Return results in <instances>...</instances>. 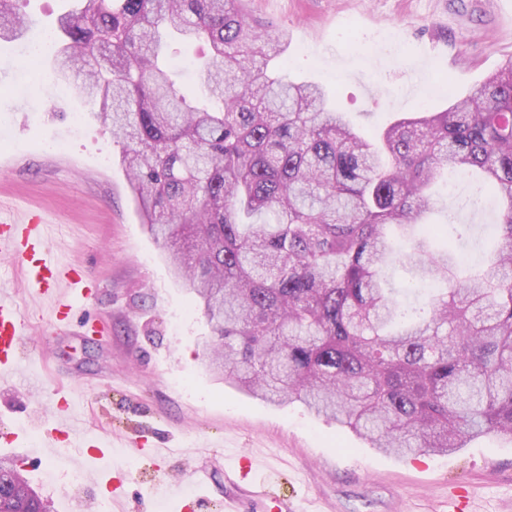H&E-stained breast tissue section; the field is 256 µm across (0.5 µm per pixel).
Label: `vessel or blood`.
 <instances>
[{
  "label": "vessel or blood",
  "instance_id": "b4317fda",
  "mask_svg": "<svg viewBox=\"0 0 512 512\" xmlns=\"http://www.w3.org/2000/svg\"><path fill=\"white\" fill-rule=\"evenodd\" d=\"M48 222L44 215L26 213L23 216L0 215V257L9 260L21 275L30 295L46 302L58 331L70 328L74 304L71 293L84 290L81 270L60 262L49 253ZM25 320L14 295L0 290V381L12 379L21 369L24 358ZM56 424L48 438V447H58L62 440L72 438L76 429L72 422L71 406L59 401L55 406Z\"/></svg>",
  "mask_w": 512,
  "mask_h": 512
}]
</instances>
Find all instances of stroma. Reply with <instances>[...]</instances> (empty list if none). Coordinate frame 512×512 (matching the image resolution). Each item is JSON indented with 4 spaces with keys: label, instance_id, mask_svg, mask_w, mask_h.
<instances>
[{
    "label": "stroma",
    "instance_id": "stroma-1",
    "mask_svg": "<svg viewBox=\"0 0 512 512\" xmlns=\"http://www.w3.org/2000/svg\"><path fill=\"white\" fill-rule=\"evenodd\" d=\"M247 14L281 34L275 67L294 81L321 84L332 105L365 128L439 112L512 60V0H243ZM64 0H23L30 25L0 41V200L50 220L48 249L87 270L94 294L76 304L75 328L45 330L48 312L0 261V287L13 289L26 322L28 368L0 383V456L19 458L54 512H90L98 476L119 472L124 496L112 512H180L201 496V512H223L242 488L275 489L289 507L308 496L325 512H512V442L494 435L448 455L401 457L370 447L302 405L274 406L209 374L202 344L210 328L141 222L119 162L121 146L96 107L52 77L21 85L29 39L51 28ZM435 196L432 219L493 224L498 201L470 205ZM96 332L83 335L81 322ZM69 395L80 435L63 455L45 448L57 394ZM109 443L92 461L89 437ZM148 448L173 454L157 464ZM266 461L232 478L243 453ZM206 469L197 485L198 469ZM82 472L71 487L68 474Z\"/></svg>",
    "mask_w": 512,
    "mask_h": 512
}]
</instances>
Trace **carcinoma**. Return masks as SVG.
Here are the masks:
<instances>
[{
    "mask_svg": "<svg viewBox=\"0 0 512 512\" xmlns=\"http://www.w3.org/2000/svg\"><path fill=\"white\" fill-rule=\"evenodd\" d=\"M0 0V39L26 29ZM52 72L122 142L142 223L212 336L207 371L262 401L299 402L397 455L512 442V60L442 112L367 137L317 83L286 81L279 38L242 0H71ZM203 41L199 99L171 43ZM477 170L504 202L501 247L466 263L422 218L432 185ZM437 288L407 309L385 270ZM0 512H53L0 457Z\"/></svg>",
    "mask_w": 512,
    "mask_h": 512,
    "instance_id": "cac0c4a2",
    "label": "carcinoma"
}]
</instances>
